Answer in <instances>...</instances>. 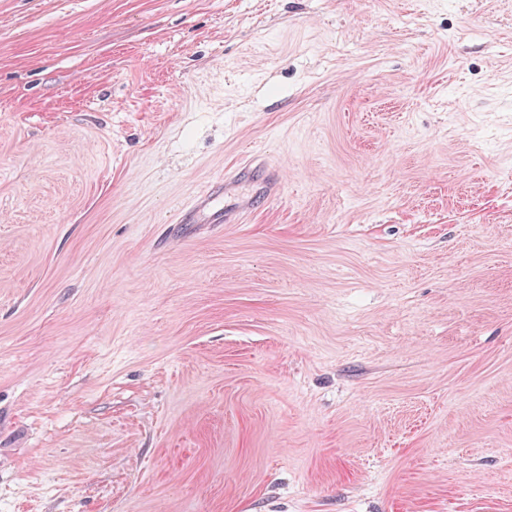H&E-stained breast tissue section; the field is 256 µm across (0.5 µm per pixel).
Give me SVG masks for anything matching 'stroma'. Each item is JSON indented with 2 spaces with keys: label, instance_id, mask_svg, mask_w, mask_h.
Here are the masks:
<instances>
[{
  "label": "stroma",
  "instance_id": "stroma-1",
  "mask_svg": "<svg viewBox=\"0 0 512 512\" xmlns=\"http://www.w3.org/2000/svg\"><path fill=\"white\" fill-rule=\"evenodd\" d=\"M0 512H512V0H0ZM281 183V175L276 171L271 182L254 188L252 193L250 190L244 192L242 197L236 202V211L238 213H249L263 206L276 195V191Z\"/></svg>",
  "mask_w": 512,
  "mask_h": 512
}]
</instances>
